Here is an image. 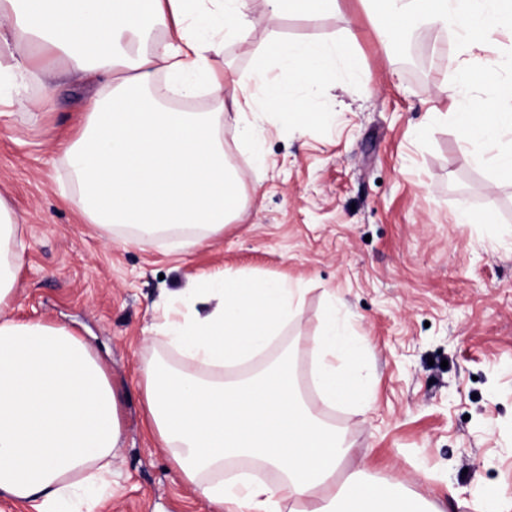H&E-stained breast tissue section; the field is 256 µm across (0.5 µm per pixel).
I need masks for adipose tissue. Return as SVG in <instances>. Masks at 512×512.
I'll use <instances>...</instances> for the list:
<instances>
[{"instance_id":"obj_1","label":"adipose tissue","mask_w":512,"mask_h":512,"mask_svg":"<svg viewBox=\"0 0 512 512\" xmlns=\"http://www.w3.org/2000/svg\"><path fill=\"white\" fill-rule=\"evenodd\" d=\"M393 19L381 35L403 43L422 26L451 32L460 53L478 55L512 31V0H385ZM249 0H0V119L14 107L50 110L31 98L55 69L93 85L79 134L62 156L85 216L104 236L129 228L128 242L153 245L185 230L193 250L224 230L241 204L243 180L224 157L221 115L177 109L170 95L232 91V110L253 159H261L257 110L282 124L307 125L297 86H319L337 63L361 68L337 39H275L280 73L240 77L224 60V42L245 38ZM507 61L485 59L494 95L479 105L454 101L448 118L465 149L512 176V81ZM19 216L0 196V493L34 501L38 512H72L76 488L112 473L122 441L118 396L100 362L67 327L6 316L25 247ZM300 284L219 276L201 296L214 309L200 315L181 297L177 319L160 327L180 354L207 367L242 364L262 351L293 316ZM316 386L329 401L369 407L351 365L358 346L328 310L314 338ZM145 416L181 479L221 512H440L393 481L354 477L337 483L349 454L342 433L301 397L294 367L279 357L251 377L225 382L192 376L169 364L140 370ZM246 459L273 471L269 483L224 476V463Z\"/></svg>"}]
</instances>
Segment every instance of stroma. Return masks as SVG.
<instances>
[{"instance_id": "35a3bbf8", "label": "stroma", "mask_w": 512, "mask_h": 512, "mask_svg": "<svg viewBox=\"0 0 512 512\" xmlns=\"http://www.w3.org/2000/svg\"><path fill=\"white\" fill-rule=\"evenodd\" d=\"M383 9L382 0H338L316 18L302 10L272 21L253 0L246 40L224 45L239 76L277 73L272 38H337L348 28L361 70L337 67L302 95L315 114L308 127L259 114L261 169L225 113L224 151L243 173L244 198L223 233L191 252L173 236L147 249L125 243L121 227L109 241L84 218L59 149L76 134L86 95L69 77L43 88L53 111L0 123V195L22 217L26 254L8 313L72 329L120 395L112 487L93 512H213L145 430L139 371L178 362L158 330L169 303L222 274L304 288L298 313L250 370L289 352L304 401L350 446L343 473L400 481L440 512H472L485 488L512 512V180L463 150L443 116L453 35L423 28L387 46ZM460 208L496 221L455 223ZM332 304L360 340L369 408L328 405L315 389L313 338Z\"/></svg>"}]
</instances>
